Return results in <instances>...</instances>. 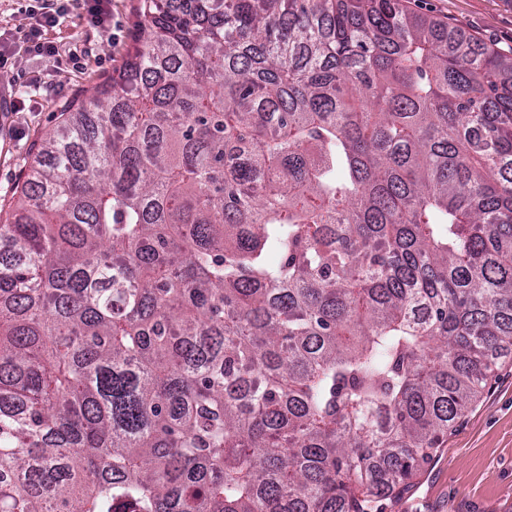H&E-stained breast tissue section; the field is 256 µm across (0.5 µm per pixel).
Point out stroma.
<instances>
[{
    "label": "stroma",
    "instance_id": "obj_1",
    "mask_svg": "<svg viewBox=\"0 0 512 512\" xmlns=\"http://www.w3.org/2000/svg\"><path fill=\"white\" fill-rule=\"evenodd\" d=\"M141 0H112L107 31L87 26L70 10L53 38L59 53L44 60L24 52L0 72L12 102L8 138L0 151V209H9L43 137L63 107L91 96L126 60L134 44ZM404 10L460 28L480 43L512 54V0H400ZM384 512H512V355L500 359L481 398L458 418L437 456L411 487L384 500Z\"/></svg>",
    "mask_w": 512,
    "mask_h": 512
}]
</instances>
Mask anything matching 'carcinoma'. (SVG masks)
Masks as SVG:
<instances>
[{
    "mask_svg": "<svg viewBox=\"0 0 512 512\" xmlns=\"http://www.w3.org/2000/svg\"><path fill=\"white\" fill-rule=\"evenodd\" d=\"M179 2L0 223V512H374L512 353V56Z\"/></svg>",
    "mask_w": 512,
    "mask_h": 512,
    "instance_id": "carcinoma-1",
    "label": "carcinoma"
}]
</instances>
